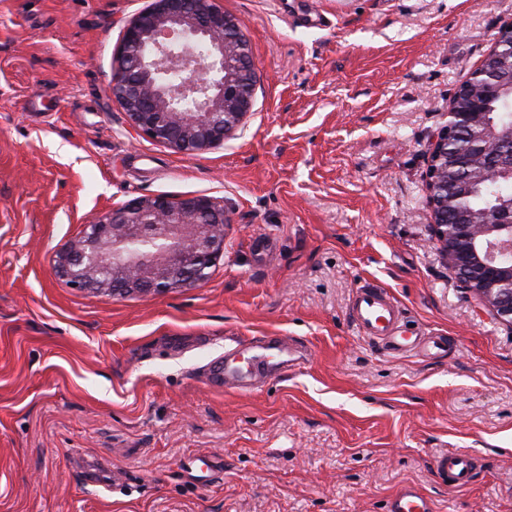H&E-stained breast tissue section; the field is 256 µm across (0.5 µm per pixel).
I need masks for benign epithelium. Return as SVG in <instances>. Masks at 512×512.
<instances>
[{"instance_id": "benign-epithelium-1", "label": "benign epithelium", "mask_w": 512, "mask_h": 512, "mask_svg": "<svg viewBox=\"0 0 512 512\" xmlns=\"http://www.w3.org/2000/svg\"><path fill=\"white\" fill-rule=\"evenodd\" d=\"M206 47L203 54L196 46ZM496 42L476 73L492 71L461 112L450 102L427 156L430 242L443 266L493 319L512 328V197L497 200L479 223L461 214L448 223L450 184L463 189L486 171L512 179V127L494 124L488 102L512 98V61ZM184 73L178 84L160 77ZM258 78L241 23L219 0H151L124 28L114 60L112 97L129 126L176 152L221 146L253 108ZM477 144L476 164L448 156L457 137ZM231 211L206 195L140 198L94 217L57 254L55 272L71 287L107 298L163 293L205 282L224 256Z\"/></svg>"}]
</instances>
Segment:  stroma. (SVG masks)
<instances>
[{
    "mask_svg": "<svg viewBox=\"0 0 512 512\" xmlns=\"http://www.w3.org/2000/svg\"><path fill=\"white\" fill-rule=\"evenodd\" d=\"M260 78L244 126L185 156L112 96L149 0H0V512H512V328L430 244L426 154L512 0H221ZM204 194L230 209L207 281L109 299L54 269L94 214ZM414 334L354 329L364 282ZM301 365L212 381L234 340ZM474 459L449 487L438 458ZM427 498L417 489L409 487L397 494L389 512H434Z\"/></svg>",
    "mask_w": 512,
    "mask_h": 512,
    "instance_id": "35a3bbf8",
    "label": "stroma"
}]
</instances>
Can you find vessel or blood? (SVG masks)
<instances>
[{
  "mask_svg": "<svg viewBox=\"0 0 512 512\" xmlns=\"http://www.w3.org/2000/svg\"><path fill=\"white\" fill-rule=\"evenodd\" d=\"M352 321L360 335L382 343L388 353L400 354L417 346L415 339L405 337L401 329L399 305L378 286L367 285L357 289ZM289 352L286 340H276L269 351L254 354L248 368L243 369L237 364L236 349L232 348L225 351L222 361L216 362L213 376L225 387L243 389L258 380L265 367L284 365ZM437 466L447 476L451 487L465 486L472 480L473 462L469 454L451 452L442 455ZM390 512H434V508L419 490L409 487L395 496Z\"/></svg>",
  "mask_w": 512,
  "mask_h": 512,
  "instance_id": "obj_1",
  "label": "vessel or blood"
}]
</instances>
